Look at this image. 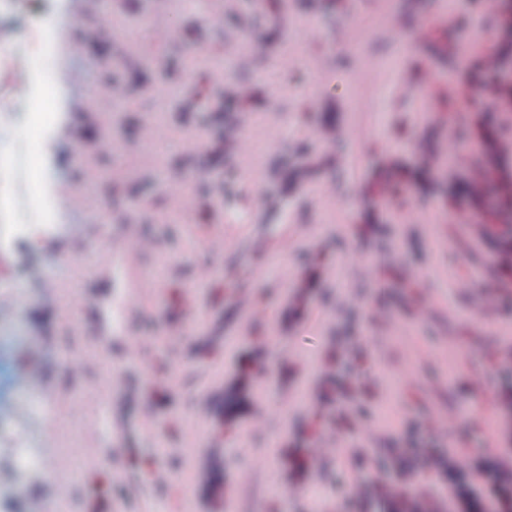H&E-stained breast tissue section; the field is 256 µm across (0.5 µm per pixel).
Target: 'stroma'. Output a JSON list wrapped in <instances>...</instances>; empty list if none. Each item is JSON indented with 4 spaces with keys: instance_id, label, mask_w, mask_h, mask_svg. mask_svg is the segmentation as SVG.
Here are the masks:
<instances>
[{
    "instance_id": "obj_1",
    "label": "stroma",
    "mask_w": 512,
    "mask_h": 512,
    "mask_svg": "<svg viewBox=\"0 0 512 512\" xmlns=\"http://www.w3.org/2000/svg\"><path fill=\"white\" fill-rule=\"evenodd\" d=\"M268 2L174 0L154 12L150 0L134 11L125 0H89L81 20L55 32L41 83L67 94L60 44L77 32L93 43L89 57L121 45L120 66L141 60L148 79L132 112L117 111V87L103 84L76 143L65 112L28 137L33 97L16 96L15 69H0V129L12 143L0 157L11 197L0 224L33 221L35 155L45 183L71 179L87 211L78 228L59 222L0 251V290L21 296L5 355L29 361L76 403L72 426H84L83 401L97 393L93 411L111 428L72 480L69 512H448L437 495L447 476L430 458L460 448L476 465L512 448V202L499 182L482 191L463 182L479 165L512 171V121L487 109L482 70L460 87L448 55L466 40L495 53L512 45L497 0H463L427 49L411 39L431 24L436 0ZM63 11L64 0H16L0 11V29L22 33ZM369 16L399 39H360ZM289 17L312 26V38L298 41ZM245 41L277 58L287 97L261 61L250 74H226L228 87L247 85L243 106L182 111L179 89L217 59L234 62ZM367 58L384 71L380 83L353 81ZM404 82L419 96L399 100ZM228 121L254 140L233 163ZM360 122L372 129L364 142L350 135ZM197 176H228L247 192L200 191L180 211ZM459 206L482 217L496 247L478 251L448 223ZM409 209L423 221L403 223ZM232 217L247 232L216 253L210 233ZM127 228L153 242L136 262L145 294L109 324L104 307L121 284L87 252L111 250ZM287 230L294 243L278 249ZM352 251L366 267L343 266ZM31 263L56 282L55 297L17 288V270ZM445 268L468 287H454ZM484 292L498 293V304L482 306ZM404 328L418 342L413 364L397 339ZM389 409L403 423L387 433Z\"/></svg>"
}]
</instances>
